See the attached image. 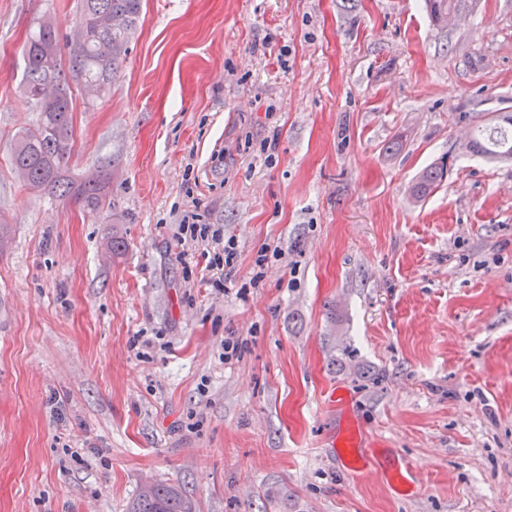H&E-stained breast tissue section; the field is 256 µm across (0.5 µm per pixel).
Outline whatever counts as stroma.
Here are the masks:
<instances>
[{
	"mask_svg": "<svg viewBox=\"0 0 512 512\" xmlns=\"http://www.w3.org/2000/svg\"><path fill=\"white\" fill-rule=\"evenodd\" d=\"M46 14L72 33L76 0H0V512H127L148 480L197 512H512V163L466 150L512 112V0L443 29L424 0H143L111 89L75 93L94 215L10 165ZM188 211L235 242L225 292L177 259ZM447 174V158H442L439 162L423 169L410 186V198L414 202L423 201L429 194L442 185ZM341 465L353 473L364 474L371 466V461L362 447L359 432L354 427H347L339 438Z\"/></svg>",
	"mask_w": 512,
	"mask_h": 512,
	"instance_id": "35a3bbf8",
	"label": "stroma"
}]
</instances>
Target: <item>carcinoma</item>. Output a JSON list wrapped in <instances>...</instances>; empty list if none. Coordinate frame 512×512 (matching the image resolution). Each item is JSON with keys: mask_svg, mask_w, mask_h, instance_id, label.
I'll return each mask as SVG.
<instances>
[{"mask_svg": "<svg viewBox=\"0 0 512 512\" xmlns=\"http://www.w3.org/2000/svg\"><path fill=\"white\" fill-rule=\"evenodd\" d=\"M143 0H77V21L85 23L72 42L61 37L59 23L43 19L29 34L24 47V93L35 101L36 124L14 139L10 163L20 182L40 194L65 196L93 214L104 208L109 173L102 167L95 177L66 179L67 163L74 152L73 90L80 83L90 95H102L117 77L137 29ZM458 0H426L433 21L456 13ZM121 23L112 24V17ZM469 151L489 159H512V112H496L477 128L467 144ZM448 174L443 158L423 169L409 194L423 201L440 187ZM129 512H196L195 505L175 484L146 482Z\"/></svg>", "mask_w": 512, "mask_h": 512, "instance_id": "carcinoma-1", "label": "carcinoma"}]
</instances>
